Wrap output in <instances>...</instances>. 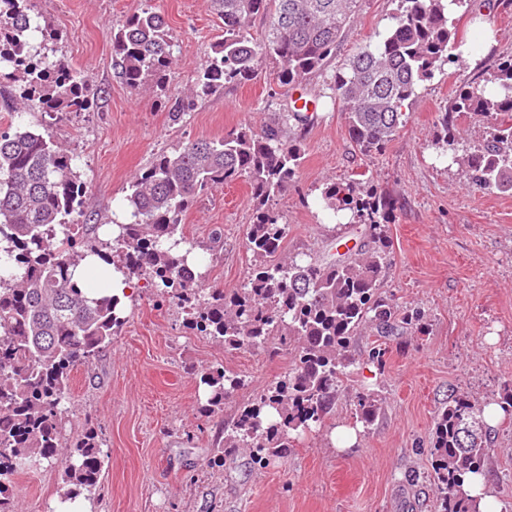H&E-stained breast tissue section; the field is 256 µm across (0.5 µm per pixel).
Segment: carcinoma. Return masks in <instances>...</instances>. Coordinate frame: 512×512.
<instances>
[{
    "label": "carcinoma",
    "instance_id": "carcinoma-1",
    "mask_svg": "<svg viewBox=\"0 0 512 512\" xmlns=\"http://www.w3.org/2000/svg\"><path fill=\"white\" fill-rule=\"evenodd\" d=\"M360 0H212L224 20V39L187 91L169 92L174 40L160 14L143 9L112 28V64L133 91L164 95L170 120L179 122L217 92L244 83L266 60L277 65L280 84L292 89L326 71L342 32L357 16ZM444 0H398L394 24L382 43L353 53L329 89L343 112L360 153L376 155L405 126V102L417 84L455 62L462 45L448 27ZM266 19L261 40L253 19ZM54 36L33 19L32 0H0V80L14 91L0 94V112L37 110L57 119L90 109L88 83L62 58H50ZM492 90L470 86L439 114L440 155L458 166L466 181L483 190L512 194V55L491 74ZM483 117L485 136L471 144L458 122ZM314 122L292 99L259 127L250 125L214 139H197L162 152L128 187L125 222H113L110 238L87 223V186L74 154L51 135L0 132V512H15L7 484L44 464L62 467L64 497L97 488L105 458L97 432L67 447L62 434L71 371L92 363L112 345L123 322L117 298H90L75 271L91 254L112 263L126 281L147 278L158 295L174 298L190 315L188 325L231 350L288 348L292 366L239 410L224 428V447L209 463L249 448L254 462L293 447L296 438L324 423L336 405L343 378L356 364L354 338L364 326L382 336L422 328L421 312L398 306L379 293L388 265L381 231L391 202L359 180L324 183L322 208L349 209L369 225L371 244L334 253L280 259L288 225L271 201L292 185L300 167L296 131ZM238 179L248 181L254 216L246 246L254 265L243 288L206 290V272L191 258L182 215L199 199ZM199 381L208 393L205 410L216 413L242 385L229 368L208 369ZM380 406L370 394L358 398L356 419L371 425ZM494 451L483 408L453 395L437 419L430 443L438 512H480L465 490L484 473Z\"/></svg>",
    "mask_w": 512,
    "mask_h": 512
}]
</instances>
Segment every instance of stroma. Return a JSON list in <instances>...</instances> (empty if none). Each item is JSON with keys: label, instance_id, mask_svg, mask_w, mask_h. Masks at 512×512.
I'll return each instance as SVG.
<instances>
[{"label": "stroma", "instance_id": "stroma-1", "mask_svg": "<svg viewBox=\"0 0 512 512\" xmlns=\"http://www.w3.org/2000/svg\"><path fill=\"white\" fill-rule=\"evenodd\" d=\"M494 33L484 45L473 0L454 17L466 42L481 47L477 65H445L420 82L405 112L407 122L381 155L363 156L351 142L342 112L326 96L325 76L296 92L317 99V118L301 131L303 160L295 187L279 197L288 226L287 254L323 255L331 239L360 246L367 227L351 212L331 219L317 203L325 181L361 177L362 187L393 199L382 227L391 264L383 296L420 310V330L383 337L371 328L355 338L357 364L344 378L324 426L301 437L287 456L267 467L248 449H236L223 467L208 464L224 445V427L238 409L287 372V350H229L186 325L176 302L158 296L147 280L125 305V322L92 364L70 375L66 439L94 428L106 457L96 490L80 496L88 512H436L430 441L439 410L465 392L479 405L512 394V196L467 184L457 166L437 157L439 112L460 90L485 83L499 58L512 54V0H490ZM35 11L58 34L59 57L89 81L90 111L49 124L38 111L0 112V131L50 129L78 157L89 210L99 223L122 214L132 176L155 154L190 139L218 138L261 124L291 88L274 64L221 90L181 122H172L164 98L131 91L112 68V26L144 8L161 13L174 36L172 91L186 88L224 37L211 0H34ZM397 0H362L342 34L328 73L343 68L357 48L389 32ZM252 220L245 181L216 189L182 217L183 232L207 260L206 287L242 288L253 264L246 247ZM221 229V242L212 232ZM386 347V363L368 359ZM230 367L245 381L222 411L204 410L194 375ZM371 394L381 410L358 427L359 396ZM357 428L356 446L338 450L332 434ZM494 451L486 481L499 499L512 500V422L492 431ZM60 468L41 467L13 484L16 512H58Z\"/></svg>", "mask_w": 512, "mask_h": 512}]
</instances>
